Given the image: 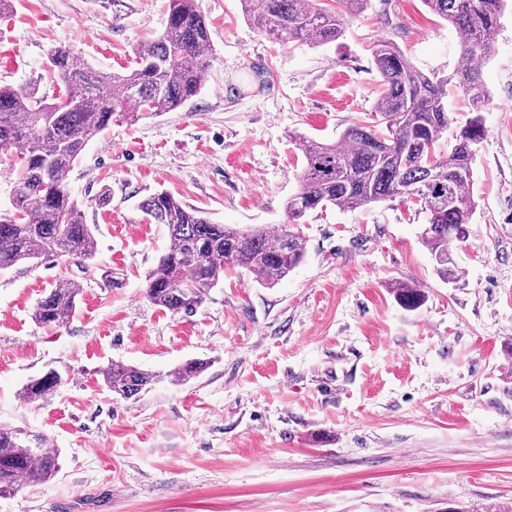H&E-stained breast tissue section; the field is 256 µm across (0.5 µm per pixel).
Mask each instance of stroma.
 I'll return each instance as SVG.
<instances>
[{
	"mask_svg": "<svg viewBox=\"0 0 512 512\" xmlns=\"http://www.w3.org/2000/svg\"><path fill=\"white\" fill-rule=\"evenodd\" d=\"M14 0L0 15V84L53 91L59 46L93 69L128 64L159 37L169 0ZM213 58L182 108L114 116L70 175L92 260H30L0 272V425L45 437L51 481L0 497V512H512V8L481 66L487 135L475 166L464 272L443 283L417 238L426 217L403 198L307 212L304 261L274 287L229 269L193 313L161 310L147 277L168 246L139 204L164 190L215 224L287 223L300 142H333L371 121L372 46L392 39L423 73L451 74L461 34L423 0H369L335 42L266 39L241 0H200ZM110 190L112 200L96 199ZM78 311L34 322L57 281ZM424 296L404 306L395 284ZM207 369L187 382L171 371ZM112 362L159 373L139 397L101 381ZM56 371L46 398L27 381ZM61 379L58 373L49 370L40 376L30 379L20 391L26 401L43 398L54 391L60 384Z\"/></svg>",
	"mask_w": 512,
	"mask_h": 512,
	"instance_id": "obj_1",
	"label": "stroma"
}]
</instances>
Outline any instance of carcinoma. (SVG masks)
I'll use <instances>...</instances> for the list:
<instances>
[{
	"mask_svg": "<svg viewBox=\"0 0 512 512\" xmlns=\"http://www.w3.org/2000/svg\"><path fill=\"white\" fill-rule=\"evenodd\" d=\"M247 18L270 40L283 44H326L342 36L346 19L362 12L367 0H242ZM507 0H424L437 16L462 35L461 53L469 66L444 77L417 70L395 42L378 39L373 58L380 75L374 105L382 123L355 124L339 140L302 143L303 170L298 191L288 198V223L276 232L240 230L214 224L198 210L186 209L164 191L145 197L140 208L154 224L167 227L169 246L148 277L146 297L171 313L193 312L209 289L238 267L257 281L274 286L288 277L306 255V241L290 223L306 212L337 207L359 210L400 196L399 188L421 190L417 204L428 215L418 239L430 253L437 276L463 281L448 243L470 235L474 167L486 137L481 106L489 100L481 65L490 56L493 34ZM212 51L200 0H170L162 35L135 50V62L123 72L97 71L80 63L67 47L49 58L57 88L51 98H35L0 86V149L23 145L13 186L14 213L0 219V270L32 259L68 257L85 261L97 241L69 177L82 151L112 123L118 112L159 114L174 111L197 97L205 82ZM461 91L473 111L453 135L448 154L435 151L448 132L444 98L448 84ZM82 288L62 280L34 310L35 322L60 327L73 318ZM204 361L192 360L169 373L179 382L199 376ZM112 393L130 399L147 391L161 375L130 364H112L102 372ZM49 370L20 391L26 401L43 398L60 384ZM60 471L59 453L42 438L29 439L0 425V495L45 483Z\"/></svg>",
	"mask_w": 512,
	"mask_h": 512,
	"instance_id": "cac0c4a2",
	"label": "carcinoma"
}]
</instances>
